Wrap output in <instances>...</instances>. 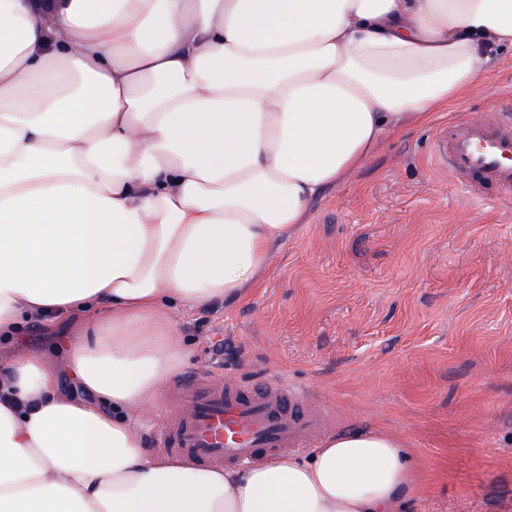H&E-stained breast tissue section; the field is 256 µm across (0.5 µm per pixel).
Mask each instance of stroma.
<instances>
[{"label": "stroma", "instance_id": "35a3bbf8", "mask_svg": "<svg viewBox=\"0 0 512 512\" xmlns=\"http://www.w3.org/2000/svg\"><path fill=\"white\" fill-rule=\"evenodd\" d=\"M429 124L390 134L314 202L246 298L174 321L178 380L283 378L333 434L412 450L398 512H512V195L477 202L434 164L461 112L512 103V47Z\"/></svg>", "mask_w": 512, "mask_h": 512}]
</instances>
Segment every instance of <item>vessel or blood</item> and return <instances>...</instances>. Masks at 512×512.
Returning <instances> with one entry per match:
<instances>
[{
  "label": "vessel or blood",
  "mask_w": 512,
  "mask_h": 512,
  "mask_svg": "<svg viewBox=\"0 0 512 512\" xmlns=\"http://www.w3.org/2000/svg\"><path fill=\"white\" fill-rule=\"evenodd\" d=\"M435 162L461 182L470 198L512 193V114L462 117L437 137ZM174 412L162 432L166 451L208 465L284 455L319 436L327 415L305 407L286 382L257 384L188 378L167 393Z\"/></svg>",
  "instance_id": "1"
}]
</instances>
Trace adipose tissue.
<instances>
[{"instance_id":"ef3b65f1","label":"adipose tissue","mask_w":512,"mask_h":512,"mask_svg":"<svg viewBox=\"0 0 512 512\" xmlns=\"http://www.w3.org/2000/svg\"><path fill=\"white\" fill-rule=\"evenodd\" d=\"M507 43L512 0H0V337L74 326L88 392L9 353L0 512H394L413 472L384 430L203 468L139 426L186 357L171 311L244 297Z\"/></svg>"}]
</instances>
